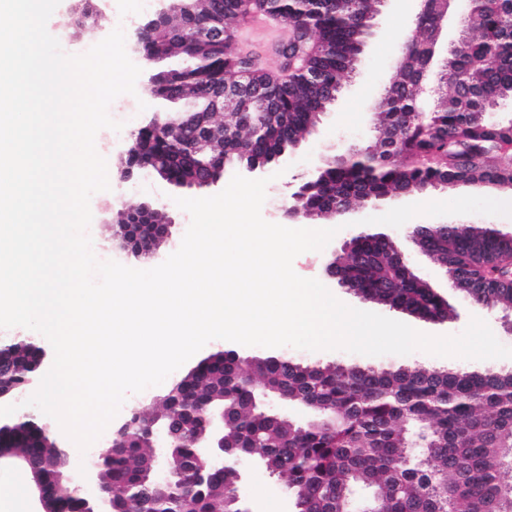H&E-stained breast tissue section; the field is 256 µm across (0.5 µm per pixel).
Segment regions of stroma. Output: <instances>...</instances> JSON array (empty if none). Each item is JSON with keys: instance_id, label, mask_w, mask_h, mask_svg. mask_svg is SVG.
Masks as SVG:
<instances>
[{"instance_id": "stroma-1", "label": "stroma", "mask_w": 512, "mask_h": 512, "mask_svg": "<svg viewBox=\"0 0 512 512\" xmlns=\"http://www.w3.org/2000/svg\"><path fill=\"white\" fill-rule=\"evenodd\" d=\"M75 4L76 0H60L47 23V30L58 40L69 42L76 55L107 37L117 28V21H124L122 29L125 36H132L136 23L160 7L158 0H85L90 17L84 24L75 26L68 22ZM413 22L414 15L406 8L404 0H382L378 13L371 21V34L353 73L344 82L335 103L322 114L315 131L306 135L295 149L256 171V178L268 181L266 200L261 210L266 221L288 223L284 207L292 192L311 170L329 158L348 154L372 138L374 107L394 76L400 45L406 34L411 32ZM291 34L289 23L257 13L237 23L230 50L250 57L255 69L278 73L283 68L284 60L277 49L287 43ZM185 65L186 61L181 57L161 58L142 64L134 94H123L112 101L110 108L113 117L124 120L125 128L117 136L113 135L111 129H102L95 139L97 152L107 161L110 181L118 180L128 143L154 113L189 109V100L173 102L151 95L148 91L150 75L180 69ZM240 171L238 164H226L218 183L205 189L176 188L161 178L137 175L124 183L121 190L111 189L94 194L90 200L91 225L99 250L106 253L112 250V216L117 210L127 204L148 203L160 209L170 220V238L155 255L135 257L119 254L115 260L136 269L160 265L179 248L191 221L189 214L176 205V198L216 195ZM507 194V189L493 185L478 190L460 185L452 189H431L408 197L399 196L382 205L355 206L345 214L327 218V225L336 230L335 236L322 250L298 255L293 261V269L301 277L323 279L327 261L333 253L342 251L353 236L362 231L385 234L405 254L414 272L428 281L452 306L451 317L444 322L424 320L346 293L332 283L328 289L334 296L353 308L404 322L420 332L436 336L460 334L471 317L476 316L488 323L503 346L512 348V312L493 306H477L465 299L451 286L435 258L420 253L410 240V234L417 225L447 222L492 224L502 232L512 233V212L502 203ZM283 352L293 360L322 365L387 368L416 364L437 369L480 370L490 367L512 371V358L475 360L438 357L421 350L407 355L366 356L340 349L307 351L287 346ZM240 491L256 512H292L293 500L284 481L270 475L257 463H250Z\"/></svg>"}]
</instances>
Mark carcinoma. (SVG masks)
Instances as JSON below:
<instances>
[{"instance_id":"1","label":"carcinoma","mask_w":512,"mask_h":512,"mask_svg":"<svg viewBox=\"0 0 512 512\" xmlns=\"http://www.w3.org/2000/svg\"><path fill=\"white\" fill-rule=\"evenodd\" d=\"M379 0H321L304 9L295 0H274L279 16L301 32L291 46L301 67L287 74L255 70L257 93L215 112V98L232 93L231 80L245 61L227 52L240 0H198L192 13L162 20L154 40L139 47L153 61L166 55L192 60L168 71L149 92L174 99L177 91L195 101L198 121L221 116L224 150L210 166L245 153L268 163L296 147L336 100L342 81L353 73L369 34ZM448 0H426L409 45L379 103L374 142L323 164L299 186L303 205L315 212L358 202L385 203L428 188L458 184L481 187L512 182V123H491L486 114L512 99V0H481L464 15L462 30L435 61L440 21ZM224 29V40L196 38L200 20ZM435 82L433 102L420 100ZM155 155L162 171L182 182L203 166L197 156L176 152L185 130L156 135ZM448 272L471 284L470 301L512 310V240L490 225L450 224L432 231L424 243ZM345 276L367 299L426 318H442L449 305L415 278L394 245L373 234L358 239L343 263ZM19 384L35 374L37 350L30 342L11 343ZM206 372L185 375L160 399L153 415L163 420L182 409L190 394L224 406L231 424L224 441L258 456L270 474L284 478L305 512H347L359 490L372 492L383 512H512V372L440 370L416 365L346 373L317 363L301 364L284 355L252 363L224 359L217 351L203 360ZM282 391L290 401L314 409L308 424L285 423L274 414L249 410L257 392ZM151 449L130 439L112 467L103 471L116 498L129 512L172 508L181 490L145 497V464ZM0 454L20 460L38 493L56 512H85L72 492L56 487V455L37 421L0 430ZM193 512H225L235 487L228 474H212L190 487Z\"/></svg>"}]
</instances>
